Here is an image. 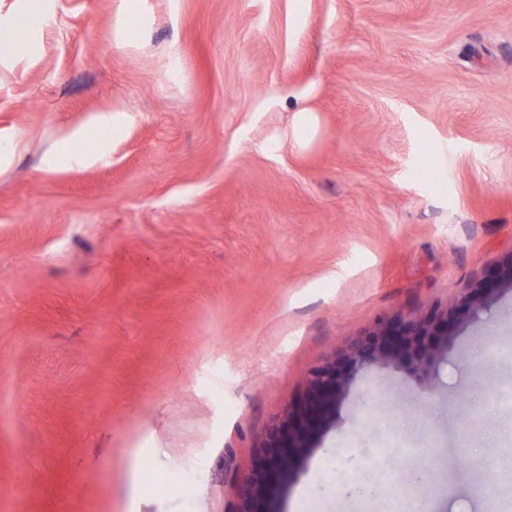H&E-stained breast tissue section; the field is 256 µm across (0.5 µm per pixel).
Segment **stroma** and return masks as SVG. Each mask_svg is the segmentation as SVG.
I'll list each match as a JSON object with an SVG mask.
<instances>
[{"label":"stroma","instance_id":"1","mask_svg":"<svg viewBox=\"0 0 512 512\" xmlns=\"http://www.w3.org/2000/svg\"><path fill=\"white\" fill-rule=\"evenodd\" d=\"M43 2L0 55V512H234L313 369L512 257V0ZM65 137L101 157L44 170ZM492 344L512 291L359 372L278 512H483L475 447L512 512Z\"/></svg>","mask_w":512,"mask_h":512}]
</instances>
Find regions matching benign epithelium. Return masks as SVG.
Listing matches in <instances>:
<instances>
[{
	"instance_id": "benign-epithelium-1",
	"label": "benign epithelium",
	"mask_w": 512,
	"mask_h": 512,
	"mask_svg": "<svg viewBox=\"0 0 512 512\" xmlns=\"http://www.w3.org/2000/svg\"><path fill=\"white\" fill-rule=\"evenodd\" d=\"M503 289L512 290V256L465 293L456 307L416 321L399 316L382 320L349 347L342 363L314 369L301 401L288 411L283 424L271 429L259 464L239 481L235 512H276L278 496L313 438L331 423L359 371L378 362L407 361L414 372L427 373L437 355L448 348L455 328L476 318Z\"/></svg>"
}]
</instances>
